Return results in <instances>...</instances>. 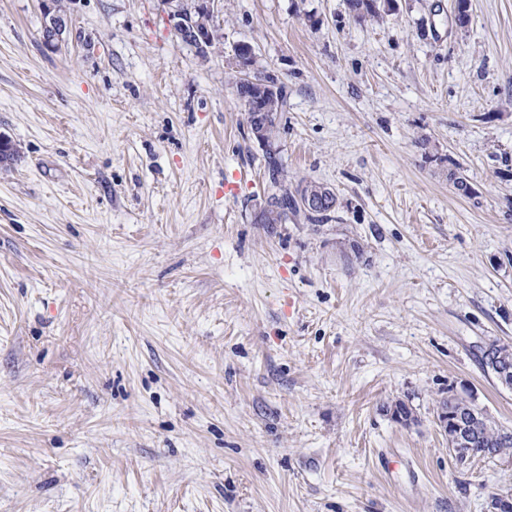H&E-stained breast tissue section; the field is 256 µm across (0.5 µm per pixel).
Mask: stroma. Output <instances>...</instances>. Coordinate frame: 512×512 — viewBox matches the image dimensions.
Wrapping results in <instances>:
<instances>
[{
	"label": "stroma",
	"mask_w": 512,
	"mask_h": 512,
	"mask_svg": "<svg viewBox=\"0 0 512 512\" xmlns=\"http://www.w3.org/2000/svg\"><path fill=\"white\" fill-rule=\"evenodd\" d=\"M220 0L207 57L169 0H0V512H491L449 393L512 429V0ZM288 88L289 190L236 94ZM469 189H457L456 178ZM414 419L399 420L396 403ZM58 0H41L43 28L46 32L44 45L50 49L59 47L67 27L65 11L59 9ZM262 79L271 81L276 80L271 75H264L263 77L256 75L252 78L250 75L247 74L240 79L242 82L248 81L252 84H255L258 88V90L254 92L255 95L257 96V99H255L252 96H247L246 98H243L242 101L246 109L251 110L254 109L256 106L260 105L262 112H267V114L261 115L259 117V121L265 122L267 120L270 126L275 128V131H271L274 132L275 139L269 142H265V144L269 148V161L267 167L268 173L271 172L272 175L276 174L277 177H272V179L268 177L269 187L272 193L268 197L267 206L259 214V222L262 224H285L288 223V220L291 219V217L296 216L297 212L301 207L296 201L294 197L295 195H293L288 190L286 178L287 176L285 174L283 165L276 161L275 158L271 157V152H274L275 154V152L277 151L274 143L276 141L278 132L277 117L279 112L286 111V108L288 107V97L285 88L282 84L278 91V84H276L277 88H274L270 86V83L258 81ZM271 93H278V98L277 109L275 112H273L272 116H269L268 106H266L265 102L267 101L268 96H271ZM274 148L275 150H273ZM443 405L448 406V409H441L437 415V422L441 431L448 435L449 443L448 451L455 457L456 460H460L462 454V448L469 445L470 432L469 424L467 423V417L464 416L463 412H470L474 414L472 406L469 401L465 400L459 404L457 398L452 395H448V401L445 400ZM459 407L453 410L450 407Z\"/></svg>",
	"instance_id": "obj_1"
}]
</instances>
